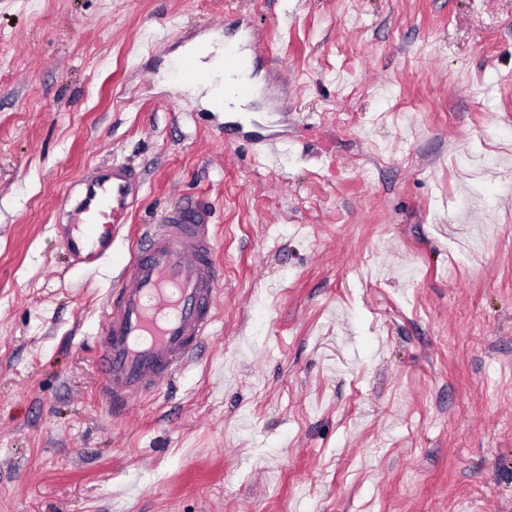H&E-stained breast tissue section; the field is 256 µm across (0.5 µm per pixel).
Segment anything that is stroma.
I'll return each instance as SVG.
<instances>
[{
  "label": "stroma",
  "instance_id": "35a3bbf8",
  "mask_svg": "<svg viewBox=\"0 0 512 512\" xmlns=\"http://www.w3.org/2000/svg\"><path fill=\"white\" fill-rule=\"evenodd\" d=\"M257 31L253 111L175 88ZM108 163L87 269L55 226ZM184 201L215 318L116 415L104 310ZM0 512H512V0H0ZM134 185L128 168L102 166L83 181L72 204V199L66 201L71 220L57 229L74 262L90 267L112 256L114 229L128 219Z\"/></svg>",
  "mask_w": 512,
  "mask_h": 512
}]
</instances>
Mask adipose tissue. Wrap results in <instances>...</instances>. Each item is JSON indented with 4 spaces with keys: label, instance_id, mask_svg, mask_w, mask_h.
Wrapping results in <instances>:
<instances>
[{
    "label": "adipose tissue",
    "instance_id": "1",
    "mask_svg": "<svg viewBox=\"0 0 512 512\" xmlns=\"http://www.w3.org/2000/svg\"><path fill=\"white\" fill-rule=\"evenodd\" d=\"M184 53L198 68L197 76L184 82V89L200 96L210 109L223 106L230 112L245 111L261 81L245 74H233L225 68L223 43L211 39L196 42L188 45Z\"/></svg>",
    "mask_w": 512,
    "mask_h": 512
}]
</instances>
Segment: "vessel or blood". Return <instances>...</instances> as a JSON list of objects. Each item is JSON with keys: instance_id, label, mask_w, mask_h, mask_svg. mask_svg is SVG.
Returning a JSON list of instances; mask_svg holds the SVG:
<instances>
[{"instance_id": "obj_1", "label": "vessel or blood", "mask_w": 512, "mask_h": 512, "mask_svg": "<svg viewBox=\"0 0 512 512\" xmlns=\"http://www.w3.org/2000/svg\"><path fill=\"white\" fill-rule=\"evenodd\" d=\"M264 46L255 38L252 53L244 54L228 44L225 59L245 72ZM134 185L132 171L116 164L83 181L70 222L58 227L74 262L90 267L111 255L114 229L128 219ZM211 218L209 208L193 202L170 208L163 223L144 228L124 265L98 340L101 389L113 408L174 378L206 336L223 278Z\"/></svg>"}]
</instances>
